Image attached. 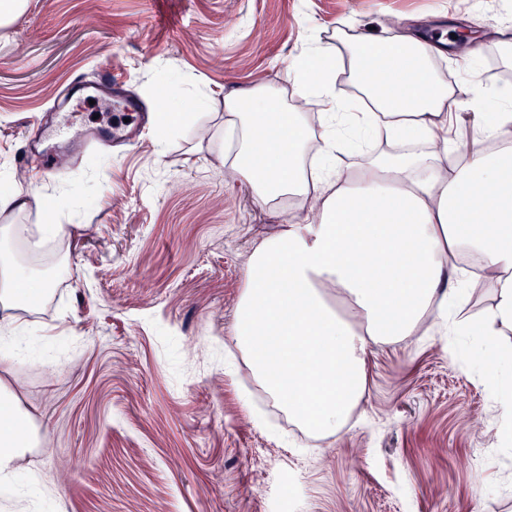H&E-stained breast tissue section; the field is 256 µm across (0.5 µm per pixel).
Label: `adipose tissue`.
I'll use <instances>...</instances> for the list:
<instances>
[{
    "mask_svg": "<svg viewBox=\"0 0 512 512\" xmlns=\"http://www.w3.org/2000/svg\"><path fill=\"white\" fill-rule=\"evenodd\" d=\"M420 20L372 36L347 21L330 44L306 36L288 85L260 83L224 98L237 150L224 171L247 181L259 207L296 199L300 218L251 253L233 338L258 386L309 434H335L366 390L376 344L425 335L448 320L468 276L462 260L483 257V287L495 304L476 331L512 332V84L486 92L450 83L435 62L445 51L421 38ZM346 76L358 97L336 92ZM315 100V120L301 101ZM481 136L451 137L457 106ZM373 140L386 147L366 149ZM350 146L354 160L336 164ZM9 252L0 253V329L45 297ZM24 413L0 380V485L31 447Z\"/></svg>",
    "mask_w": 512,
    "mask_h": 512,
    "instance_id": "adipose-tissue-1",
    "label": "adipose tissue"
}]
</instances>
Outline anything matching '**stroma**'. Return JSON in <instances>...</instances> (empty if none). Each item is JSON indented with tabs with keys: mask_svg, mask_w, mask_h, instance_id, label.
<instances>
[{
	"mask_svg": "<svg viewBox=\"0 0 512 512\" xmlns=\"http://www.w3.org/2000/svg\"><path fill=\"white\" fill-rule=\"evenodd\" d=\"M504 0H27L0 27V182L41 194L18 224H66L58 252L20 241L50 282L20 311L0 378L45 445L15 462L0 512H512V353L429 331L378 344L363 399L327 438L297 436L258 389L232 337L246 261L283 222L245 180L224 176L225 94L278 81L305 32L348 16L377 35L420 18L428 40L459 18L476 63L443 71L486 86L504 66ZM109 73L146 103L138 144L99 148L61 172L21 171L59 106L94 124L99 105L68 98L73 76Z\"/></svg>",
	"mask_w": 512,
	"mask_h": 512,
	"instance_id": "35a3bbf8",
	"label": "stroma"
}]
</instances>
